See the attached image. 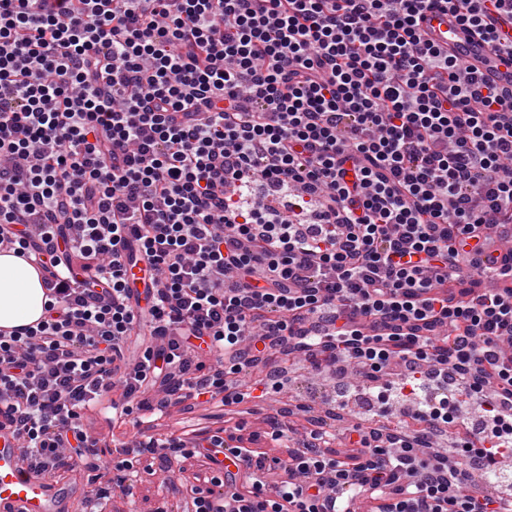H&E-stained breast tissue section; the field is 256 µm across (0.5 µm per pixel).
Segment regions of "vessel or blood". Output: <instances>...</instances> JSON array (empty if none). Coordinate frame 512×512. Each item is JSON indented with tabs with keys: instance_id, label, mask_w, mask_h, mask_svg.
<instances>
[{
	"instance_id": "obj_1",
	"label": "vessel or blood",
	"mask_w": 512,
	"mask_h": 512,
	"mask_svg": "<svg viewBox=\"0 0 512 512\" xmlns=\"http://www.w3.org/2000/svg\"><path fill=\"white\" fill-rule=\"evenodd\" d=\"M420 29L424 39L461 58L482 80L512 87V64L495 58L483 39L460 25L445 8L427 10ZM213 468L222 483L215 488L212 503L216 512H222L235 505L242 471L230 454L217 456ZM85 495L82 484L36 472L24 464L13 425L0 424V512H74Z\"/></svg>"
}]
</instances>
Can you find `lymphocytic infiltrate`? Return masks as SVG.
<instances>
[{
    "instance_id": "lymphocytic-infiltrate-1",
    "label": "lymphocytic infiltrate",
    "mask_w": 512,
    "mask_h": 512,
    "mask_svg": "<svg viewBox=\"0 0 512 512\" xmlns=\"http://www.w3.org/2000/svg\"><path fill=\"white\" fill-rule=\"evenodd\" d=\"M434 2L0 0V244L39 259L47 296L0 330V417L30 467L91 462L85 410L111 393L125 417L208 403L284 345L396 368L403 398L455 372L414 417L432 431L482 395L480 445L451 464L357 425L346 459L237 447V512H352L346 489L378 512H504L472 475L512 456V258L485 257L512 224V88L423 40ZM442 2L512 62L486 22L512 0ZM188 451L149 437L117 468Z\"/></svg>"
}]
</instances>
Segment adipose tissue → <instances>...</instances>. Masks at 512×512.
<instances>
[{"label": "adipose tissue", "instance_id": "ef3b65f1", "mask_svg": "<svg viewBox=\"0 0 512 512\" xmlns=\"http://www.w3.org/2000/svg\"><path fill=\"white\" fill-rule=\"evenodd\" d=\"M44 302L38 272L16 256L0 254V327H19L35 321Z\"/></svg>", "mask_w": 512, "mask_h": 512}]
</instances>
